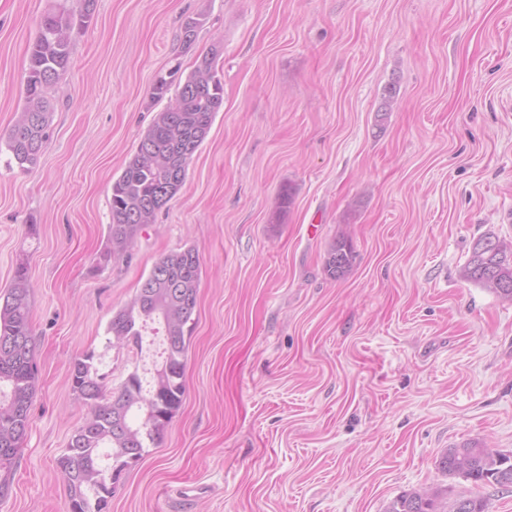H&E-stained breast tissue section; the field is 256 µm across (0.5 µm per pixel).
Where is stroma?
<instances>
[{"mask_svg": "<svg viewBox=\"0 0 512 512\" xmlns=\"http://www.w3.org/2000/svg\"><path fill=\"white\" fill-rule=\"evenodd\" d=\"M61 8L79 0H0V297L26 263L38 370L0 512H68L57 460L87 414L69 366L101 355L111 390L153 372L161 336L112 348L107 325L186 247L202 275L183 404L110 512H385L435 489L512 512V491L437 468L467 442L512 454V302L463 277L477 239L512 244V0H97L23 171L7 134ZM214 45L224 108L183 187L101 262L156 78ZM339 237L355 260L334 281ZM354 251L351 243L344 239H336L326 251L324 269L333 279L348 275L353 266Z\"/></svg>", "mask_w": 512, "mask_h": 512, "instance_id": "35a3bbf8", "label": "stroma"}]
</instances>
